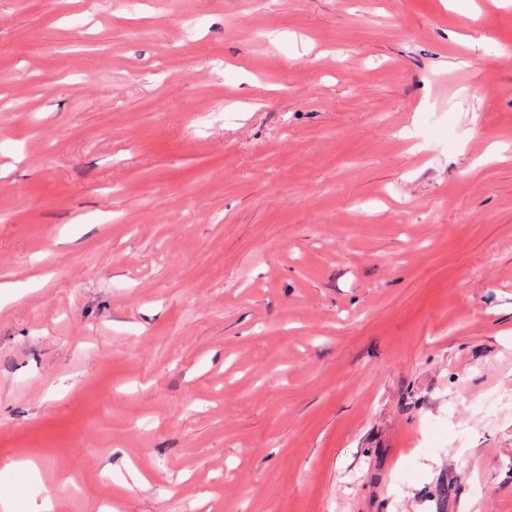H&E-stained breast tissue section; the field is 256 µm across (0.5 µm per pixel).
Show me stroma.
Segmentation results:
<instances>
[{"mask_svg": "<svg viewBox=\"0 0 512 512\" xmlns=\"http://www.w3.org/2000/svg\"><path fill=\"white\" fill-rule=\"evenodd\" d=\"M510 392L512 0H0L18 512H512Z\"/></svg>", "mask_w": 512, "mask_h": 512, "instance_id": "35a3bbf8", "label": "stroma"}]
</instances>
